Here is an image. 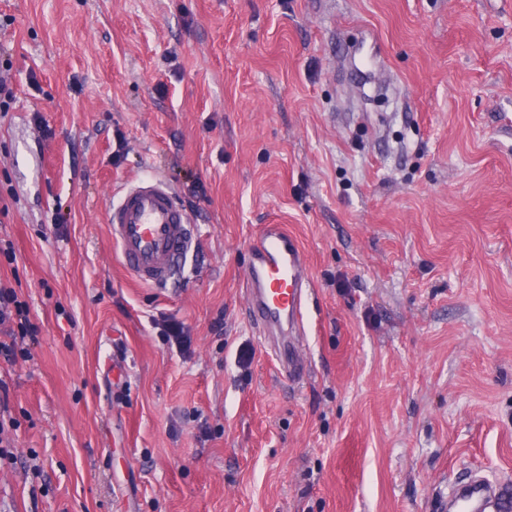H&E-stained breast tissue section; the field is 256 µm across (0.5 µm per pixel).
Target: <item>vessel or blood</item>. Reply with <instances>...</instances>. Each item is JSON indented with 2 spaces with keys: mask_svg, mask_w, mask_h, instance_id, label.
Returning a JSON list of instances; mask_svg holds the SVG:
<instances>
[{
  "mask_svg": "<svg viewBox=\"0 0 512 512\" xmlns=\"http://www.w3.org/2000/svg\"><path fill=\"white\" fill-rule=\"evenodd\" d=\"M106 222L121 265L139 284L174 278L194 243L191 220L171 187L156 175L125 188ZM246 293L251 319L267 337L305 334V301L312 286L309 263L283 225L265 224L250 237Z\"/></svg>",
  "mask_w": 512,
  "mask_h": 512,
  "instance_id": "obj_1",
  "label": "vessel or blood"
}]
</instances>
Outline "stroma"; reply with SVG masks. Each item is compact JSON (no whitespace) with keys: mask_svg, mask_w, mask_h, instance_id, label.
<instances>
[{"mask_svg":"<svg viewBox=\"0 0 512 512\" xmlns=\"http://www.w3.org/2000/svg\"><path fill=\"white\" fill-rule=\"evenodd\" d=\"M0 512H446L512 483V0H0ZM198 228L136 285L118 192ZM312 293L297 383L249 320L250 234ZM183 323L187 340L168 341ZM8 327L10 341L0 340V359L15 361L18 356L17 338L32 336L33 329L26 304L19 300L14 288L0 286V327Z\"/></svg>","mask_w":512,"mask_h":512,"instance_id":"stroma-1","label":"stroma"}]
</instances>
